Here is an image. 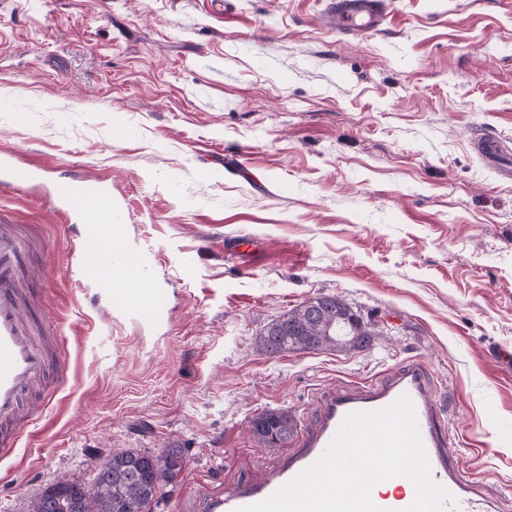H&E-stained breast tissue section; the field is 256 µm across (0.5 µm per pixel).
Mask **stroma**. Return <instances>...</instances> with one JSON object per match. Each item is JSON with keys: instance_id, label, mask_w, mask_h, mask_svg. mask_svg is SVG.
Listing matches in <instances>:
<instances>
[{"instance_id": "35a3bbf8", "label": "stroma", "mask_w": 512, "mask_h": 512, "mask_svg": "<svg viewBox=\"0 0 512 512\" xmlns=\"http://www.w3.org/2000/svg\"><path fill=\"white\" fill-rule=\"evenodd\" d=\"M328 10L0 0V149L50 179L109 178L171 308L165 327L104 316L68 275L75 228L0 186V215L42 244L29 261L69 366L0 460V512L171 443L183 468L150 512H195L286 454L255 415L285 409L301 429L320 390L408 357L438 379L462 467L512 497V182L475 147H512V0H389L381 30L353 38ZM328 293L374 327L369 348L257 349Z\"/></svg>"}]
</instances>
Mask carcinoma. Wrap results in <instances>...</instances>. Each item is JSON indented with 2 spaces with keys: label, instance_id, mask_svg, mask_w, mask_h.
Segmentation results:
<instances>
[{
  "label": "carcinoma",
  "instance_id": "obj_1",
  "mask_svg": "<svg viewBox=\"0 0 512 512\" xmlns=\"http://www.w3.org/2000/svg\"><path fill=\"white\" fill-rule=\"evenodd\" d=\"M352 309L335 295L322 296L317 318L302 304L267 324L255 342L268 355L290 350L352 351L372 342L374 331L365 321L336 335V315ZM253 433L268 447L288 440L292 432L288 411L264 410L250 421ZM182 449L173 446L156 452L116 450L95 467L93 487L60 477L50 482L32 503V512H146L164 487L182 471Z\"/></svg>",
  "mask_w": 512,
  "mask_h": 512
}]
</instances>
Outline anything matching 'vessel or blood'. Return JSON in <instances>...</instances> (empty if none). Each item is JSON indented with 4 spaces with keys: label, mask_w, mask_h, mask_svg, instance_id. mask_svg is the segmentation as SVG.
Wrapping results in <instances>:
<instances>
[{
    "label": "vessel or blood",
    "mask_w": 512,
    "mask_h": 512,
    "mask_svg": "<svg viewBox=\"0 0 512 512\" xmlns=\"http://www.w3.org/2000/svg\"><path fill=\"white\" fill-rule=\"evenodd\" d=\"M387 17L385 0H332L330 26L348 35L380 30ZM41 179L37 168L15 163L0 152V181L32 188ZM48 195L60 214L80 224L71 249V273L97 287L93 304L103 311H131L135 323L163 326L168 320L167 290L149 279L145 255L134 263L117 256L105 269L94 259L109 241L124 238L123 225L112 220V186L108 179H78L52 184ZM24 241L0 225V457L12 455L19 443L24 402L31 389L56 377L64 380L66 364L56 360L47 341L57 329L23 308ZM411 400L425 445L432 481L447 490L444 512H503V501L491 498L481 480L458 463L455 441L448 429L447 412L436 394V381L428 364L410 359L370 378L325 389L314 404V421L302 429L286 458L259 478L218 491L202 501L199 512H236L261 502L325 452L344 418L356 412L383 409L401 396Z\"/></svg>",
    "instance_id": "1"
}]
</instances>
